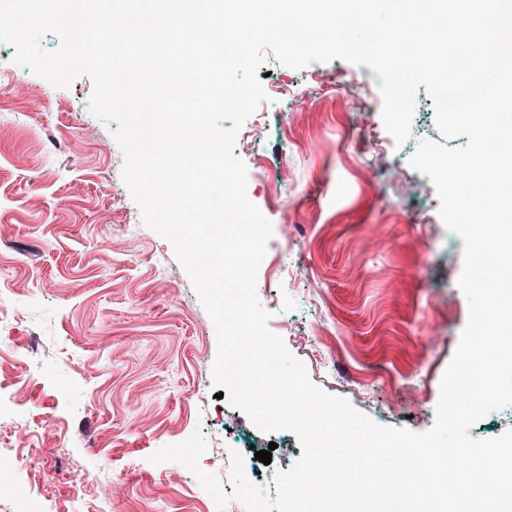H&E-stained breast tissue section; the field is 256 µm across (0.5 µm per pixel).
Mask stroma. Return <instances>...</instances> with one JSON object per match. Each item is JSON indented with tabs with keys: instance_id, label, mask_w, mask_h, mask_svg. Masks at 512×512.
<instances>
[{
	"instance_id": "obj_1",
	"label": "stroma",
	"mask_w": 512,
	"mask_h": 512,
	"mask_svg": "<svg viewBox=\"0 0 512 512\" xmlns=\"http://www.w3.org/2000/svg\"><path fill=\"white\" fill-rule=\"evenodd\" d=\"M13 55L0 42V449L16 452L0 475V512H217L188 468L151 455L202 432L199 464L229 494L225 418L245 433L246 478L289 470L302 448L211 392L214 324L171 244L142 224L123 153L85 110L89 79L57 88ZM266 69L268 99L245 125L265 129L282 216L265 188L248 183L247 195L271 223L295 226L269 242L258 271L269 327L288 324V350L324 392L378 424L427 431L469 305L463 241L408 159L420 141L468 139L443 140L418 91L412 136L389 144L372 183L384 123L344 90L354 76L381 101L375 73L342 59L296 70L272 58ZM313 97L317 109H302ZM277 265L296 280L270 283ZM267 448L270 463L256 460Z\"/></svg>"
}]
</instances>
